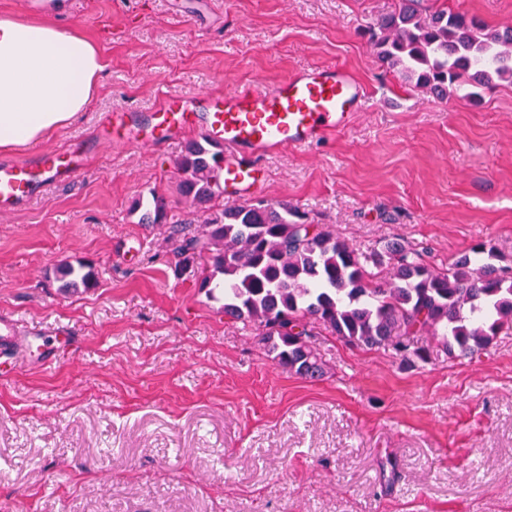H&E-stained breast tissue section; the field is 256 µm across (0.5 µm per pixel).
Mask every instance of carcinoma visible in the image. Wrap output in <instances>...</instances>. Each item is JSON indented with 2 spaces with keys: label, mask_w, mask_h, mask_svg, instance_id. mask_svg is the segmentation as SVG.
<instances>
[{
  "label": "carcinoma",
  "mask_w": 512,
  "mask_h": 512,
  "mask_svg": "<svg viewBox=\"0 0 512 512\" xmlns=\"http://www.w3.org/2000/svg\"><path fill=\"white\" fill-rule=\"evenodd\" d=\"M377 58L419 88L440 96L492 76L512 81V27L495 28L473 14L398 0L368 30ZM179 194L209 210L197 229L169 225L175 265L200 270V288L223 296L224 317L253 327L275 365L306 380L326 374L312 339L324 327L353 349L390 348L426 362L431 337L450 360L474 359L503 331L512 330V266L481 241L446 264L395 239L360 250L329 224H305L286 202L228 204L210 209L224 193V147L202 136L174 163ZM142 223L161 224L168 201L156 191L139 201ZM62 291L95 284L81 264L59 270Z\"/></svg>",
  "instance_id": "cac0c4a2"
}]
</instances>
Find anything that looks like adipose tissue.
I'll return each instance as SVG.
<instances>
[{
	"label": "adipose tissue",
	"mask_w": 512,
	"mask_h": 512,
	"mask_svg": "<svg viewBox=\"0 0 512 512\" xmlns=\"http://www.w3.org/2000/svg\"><path fill=\"white\" fill-rule=\"evenodd\" d=\"M67 0L50 15H0V151L41 142L86 111L105 68L96 43L63 27Z\"/></svg>",
	"instance_id": "obj_1"
}]
</instances>
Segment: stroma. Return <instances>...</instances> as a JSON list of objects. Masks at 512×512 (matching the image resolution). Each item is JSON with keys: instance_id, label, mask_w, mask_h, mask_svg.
Segmentation results:
<instances>
[{"instance_id": "obj_1", "label": "stroma", "mask_w": 512, "mask_h": 512, "mask_svg": "<svg viewBox=\"0 0 512 512\" xmlns=\"http://www.w3.org/2000/svg\"><path fill=\"white\" fill-rule=\"evenodd\" d=\"M397 0H71L70 23L105 60L99 93L69 126L14 159L97 134L102 114L168 95L350 70L367 97L321 145L265 156L262 197L359 249L399 238L444 263L475 242L512 263V83L470 102L390 72L362 31ZM512 26V0H424ZM165 148L106 147L77 183L0 215V316L61 324L59 365L25 352L0 376V512H512V331L487 353L428 362L317 337L327 374L282 371L200 277L171 260L167 227L202 224ZM170 201L145 224L138 201ZM97 285L64 293L57 270ZM232 469L235 481L224 479Z\"/></svg>"}]
</instances>
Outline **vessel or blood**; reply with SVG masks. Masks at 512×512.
Instances as JSON below:
<instances>
[{"instance_id": "b4317fda", "label": "vessel or blood", "mask_w": 512, "mask_h": 512, "mask_svg": "<svg viewBox=\"0 0 512 512\" xmlns=\"http://www.w3.org/2000/svg\"><path fill=\"white\" fill-rule=\"evenodd\" d=\"M366 96V87L345 68L310 66L269 86L222 94L171 95L147 111L116 110L104 115L101 136L128 147L165 146L190 129L203 131L224 146V185L236 199L252 198L261 161L277 149H300L347 128ZM90 154L81 141L33 159H0V214L21 210L47 188L72 183ZM63 327L40 329L28 348L43 366L61 357L57 344Z\"/></svg>"}]
</instances>
